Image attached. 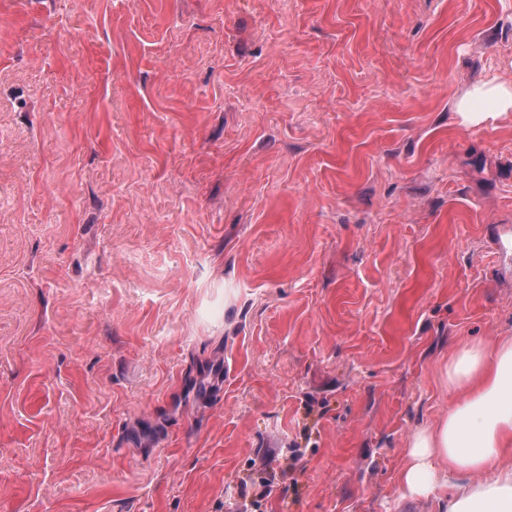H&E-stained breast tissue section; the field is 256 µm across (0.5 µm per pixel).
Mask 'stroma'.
<instances>
[{
  "instance_id": "stroma-1",
  "label": "stroma",
  "mask_w": 512,
  "mask_h": 512,
  "mask_svg": "<svg viewBox=\"0 0 512 512\" xmlns=\"http://www.w3.org/2000/svg\"><path fill=\"white\" fill-rule=\"evenodd\" d=\"M512 0H0V512H403L512 337ZM473 100H486L491 107L485 111H475ZM457 112L463 123L476 126L496 121L508 112H512V86L505 83L485 82L473 87L457 104Z\"/></svg>"
}]
</instances>
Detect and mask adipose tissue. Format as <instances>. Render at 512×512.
<instances>
[{
  "instance_id": "1",
  "label": "adipose tissue",
  "mask_w": 512,
  "mask_h": 512,
  "mask_svg": "<svg viewBox=\"0 0 512 512\" xmlns=\"http://www.w3.org/2000/svg\"><path fill=\"white\" fill-rule=\"evenodd\" d=\"M475 100L489 109L473 110ZM457 112L470 126L497 120L512 112V86L477 85ZM442 380L455 404L412 435L403 500L434 497L438 512H512V338L459 345Z\"/></svg>"
}]
</instances>
